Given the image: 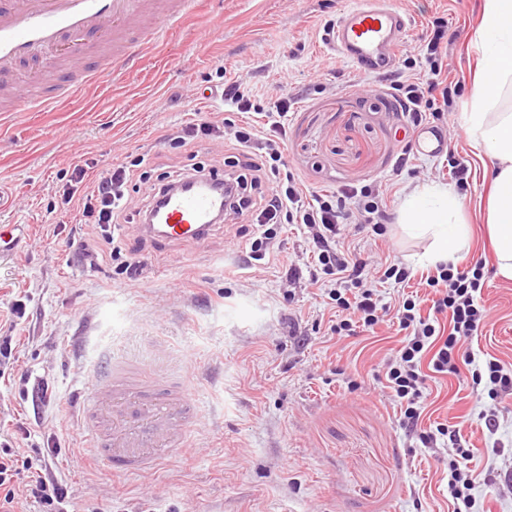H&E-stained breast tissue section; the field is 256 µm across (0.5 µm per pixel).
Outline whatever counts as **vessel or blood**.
Listing matches in <instances>:
<instances>
[{"label":"vessel or blood","mask_w":512,"mask_h":512,"mask_svg":"<svg viewBox=\"0 0 512 512\" xmlns=\"http://www.w3.org/2000/svg\"><path fill=\"white\" fill-rule=\"evenodd\" d=\"M199 0H0V77H17L28 61L55 64L57 95L40 79H28L25 108L47 109L82 87L111 82V63L99 62L101 42L112 55L130 58L164 39L174 23L196 14ZM409 29L391 0H352L328 34L330 46L365 75L396 63ZM96 66H88L89 58ZM159 224L140 232L159 242L199 241L216 228L219 203L207 190L168 189L161 195ZM200 407L185 380H169L159 367L130 368L123 361L99 365L89 379L79 428L98 468L135 476L155 469L164 454L185 447Z\"/></svg>","instance_id":"b4317fda"}]
</instances>
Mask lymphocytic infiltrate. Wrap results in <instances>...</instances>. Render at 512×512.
Returning a JSON list of instances; mask_svg holds the SVG:
<instances>
[{
    "instance_id": "1",
    "label": "lymphocytic infiltrate",
    "mask_w": 512,
    "mask_h": 512,
    "mask_svg": "<svg viewBox=\"0 0 512 512\" xmlns=\"http://www.w3.org/2000/svg\"><path fill=\"white\" fill-rule=\"evenodd\" d=\"M445 37L443 21H434L422 48L426 68L417 69L415 62L408 59L402 72L389 75L394 101L411 127L420 126L428 116L439 115L440 101L450 100L461 86L460 81L448 80L445 75L442 60ZM277 89L280 96L273 112L269 113L260 91L242 88L236 82L228 84L224 88L225 102L241 114L265 115V122L239 125L222 113L213 112L205 120L170 134L169 139L183 147L191 139L231 138L236 153L224 160L225 166L233 170L227 179L231 187L226 195L227 216L253 225L250 254L257 261L269 252L279 225H301L319 268L341 284L340 290L332 292L330 298L346 316L333 325L334 333L351 331L357 324L374 328L381 313L393 312L404 339L397 351L399 363L389 369L386 381L396 397L406 403L402 424L408 432L417 433L421 415L420 400L426 385V377L420 370L422 363H429L433 372L439 374L456 373L461 366H470L474 383H488L490 399H497L499 389L512 387V373L495 360L476 366L474 356L462 353L460 346L463 339L478 334L488 317L482 299V263L465 267L448 263L437 265L435 274L425 280L426 287L436 294L430 315H422L421 301L414 294L403 297L394 310L382 303L377 284L403 285L409 282L410 271L396 263L370 268L361 257L360 246L340 250L336 247V238L346 224L358 227L369 224L375 234H383V226L388 221L382 204L385 190L378 183L339 191H317L289 171L280 145L287 136L286 117L291 99L287 95V83H278ZM141 163V158H134L131 165L109 170L94 180L88 179L83 168L74 170L75 187L66 192L65 198L78 200L81 205L98 256L119 258L121 249L114 244L113 225L137 224L145 215L144 210L132 208L128 190L135 169ZM445 313L450 314L452 324L446 334L442 333L439 323L440 315ZM417 435L427 448L434 447L438 437L448 438L456 450L448 463V495L454 512H473L474 481L467 467L470 448L459 428L446 426ZM14 462L12 446L0 447V502L10 505L26 496L53 506L54 512H66L64 503L68 492L62 483L42 474L20 482Z\"/></svg>"
}]
</instances>
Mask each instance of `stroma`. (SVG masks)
Segmentation results:
<instances>
[{
    "label": "stroma",
    "instance_id": "35a3bbf8",
    "mask_svg": "<svg viewBox=\"0 0 512 512\" xmlns=\"http://www.w3.org/2000/svg\"><path fill=\"white\" fill-rule=\"evenodd\" d=\"M410 19L397 56L418 57L434 18L453 40L446 62L466 82L441 129L468 162L458 192L473 228L468 263L483 262L489 317L464 350L477 363L512 371V279L496 272L487 230L493 171L462 127L478 74L475 43L482 0H393ZM349 0H208L168 37L115 69L110 83L57 101L44 112H0V225H24L11 254L0 255V336L17 337L0 358V443L19 448L21 475L52 470L68 489V512H453L451 448H426L400 426L401 405L385 372L402 341L391 322L340 337L329 326L336 283L310 284L300 225H284L273 254L252 260L247 233L227 222L198 242L156 245L135 225L114 229L123 254L145 269L131 284L117 262H81L93 248L76 203L62 190L74 166L90 177L126 158L146 159L155 177L189 154L222 166L225 147L198 141L173 147L172 128L223 105L213 88L287 79L297 102L288 112L284 155L313 189L331 191L392 181L398 213L424 186H452L444 157H397L407 140L388 81L347 88L357 69L322 35ZM427 241L386 226L373 252L410 269L411 286L434 274ZM302 270L287 287L290 264ZM196 287H183L185 270ZM185 376L204 414L186 450L131 478L90 462L78 430L79 399L101 355L151 364L157 344ZM47 382L49 400L36 399ZM489 402L468 370L428 378L421 429L460 428L471 450L475 512H512V394L497 403L496 432L480 414ZM28 428L30 437L20 435ZM59 439L58 453L46 441Z\"/></svg>",
    "mask_w": 512,
    "mask_h": 512
}]
</instances>
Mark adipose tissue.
<instances>
[{"label":"adipose tissue","mask_w":512,"mask_h":512,"mask_svg":"<svg viewBox=\"0 0 512 512\" xmlns=\"http://www.w3.org/2000/svg\"><path fill=\"white\" fill-rule=\"evenodd\" d=\"M480 39L482 78L472 90L465 128L494 170L490 224L501 276L512 279V112L495 111L501 90L512 85V0H483ZM459 197L442 185L412 195L400 213L406 233L429 242L430 261H460L472 243L470 225L461 223Z\"/></svg>","instance_id":"ef3b65f1"}]
</instances>
